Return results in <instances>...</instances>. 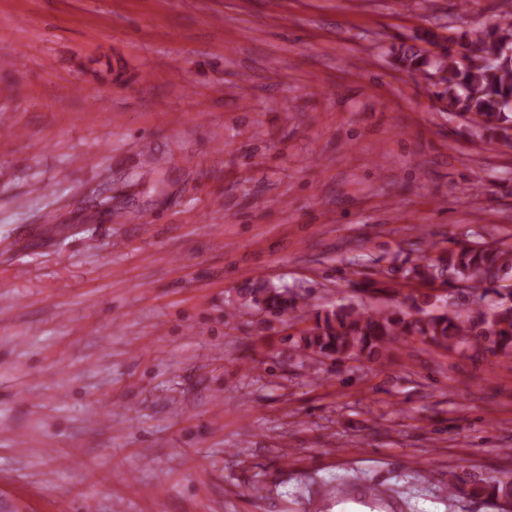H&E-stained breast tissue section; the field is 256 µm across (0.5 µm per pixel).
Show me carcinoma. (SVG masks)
Returning a JSON list of instances; mask_svg holds the SVG:
<instances>
[{
  "label": "carcinoma",
  "instance_id": "1",
  "mask_svg": "<svg viewBox=\"0 0 512 512\" xmlns=\"http://www.w3.org/2000/svg\"><path fill=\"white\" fill-rule=\"evenodd\" d=\"M467 51L471 65L465 67L448 46L432 52L418 46L392 50L398 68L432 84L443 110L470 116L481 135L512 144V13L506 12L492 26L465 31L447 39ZM408 279L422 287L463 288L479 293L481 304L467 314L450 313L416 291L406 296L404 306L373 309L353 303L334 304L314 312L302 297L285 288L258 282L245 288L251 306L285 320H302L305 328L288 340L301 354H314L336 362H380L392 354L397 343L410 336L456 351L465 347L473 355L512 354V306L485 303L499 293L500 282L512 272V244L475 243L450 249L431 262L405 256ZM449 491L469 497H503L512 493V478L494 483L459 479Z\"/></svg>",
  "mask_w": 512,
  "mask_h": 512
}]
</instances>
